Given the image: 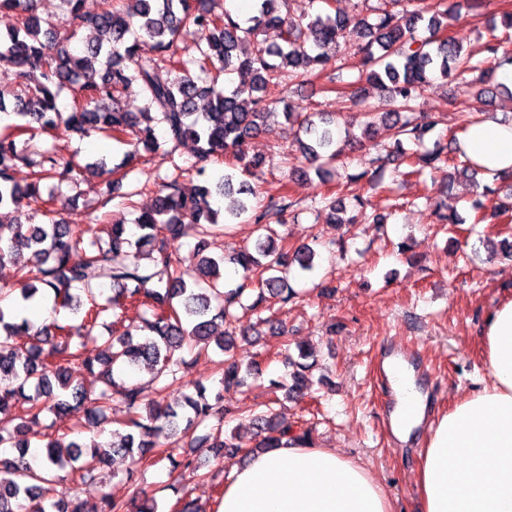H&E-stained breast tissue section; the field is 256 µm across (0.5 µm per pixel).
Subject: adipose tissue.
I'll list each match as a JSON object with an SVG mask.
<instances>
[{"label":"adipose tissue","mask_w":512,"mask_h":512,"mask_svg":"<svg viewBox=\"0 0 512 512\" xmlns=\"http://www.w3.org/2000/svg\"><path fill=\"white\" fill-rule=\"evenodd\" d=\"M460 146L487 174L512 168V122L487 116ZM489 378L459 396L427 437L416 472L421 512H512V298L480 332ZM397 397L391 428L405 440L426 416L428 397L406 367L384 361ZM218 512H393L380 481L333 448L288 444L255 454L225 485Z\"/></svg>","instance_id":"adipose-tissue-1"}]
</instances>
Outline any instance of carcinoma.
<instances>
[{"label":"carcinoma","instance_id":"cac0c4a2","mask_svg":"<svg viewBox=\"0 0 512 512\" xmlns=\"http://www.w3.org/2000/svg\"><path fill=\"white\" fill-rule=\"evenodd\" d=\"M37 0H0V10L14 14L15 24L0 33V67L15 70L18 89H0V113L13 114L20 123L16 133L0 135V211L16 207L21 200H42L41 184L54 178L60 158L47 149L34 159L19 137L31 131L50 136L59 131L86 135L100 132L127 143V151L112 172L120 174L111 188L138 170L148 156L166 159L163 146L192 140L197 145L191 164L200 183L193 192H184L178 176L158 183L154 206L143 212L136 224L139 234L131 238L126 225H88L76 230L61 217L47 224H23L11 220L0 224V265H18L25 280L18 288H0V300L12 294L29 301L39 291L54 294L57 304L81 315L76 326L56 322L35 326L29 319L15 321L0 306V448L12 453L0 456V512H83L82 505L61 493L49 501L45 485L62 484L74 473L80 480L95 481L111 457L123 454L138 465L147 458L167 460L204 480L194 460L174 452L185 446L187 432L210 428L212 447L219 461L232 459L244 451L234 438L223 437L224 419L249 415L257 421L255 449L278 448L282 440L305 442L309 432L289 434L271 407H224L211 401L206 387L195 384L196 396L187 395L181 404L168 402L170 392L186 386L181 370L187 360L180 355L184 345L208 352L217 326L231 324L239 309H248L258 323L284 338L288 331L262 316L264 303L275 299L287 304L296 298L289 284L293 266L302 271L315 267L317 252L309 245L288 250L272 224L286 222L293 203H280L263 211L250 212L247 196L254 191L241 175H249L266 163L263 156L248 157V141L268 130L267 90L289 81L312 83L322 75L328 82L347 90L349 99L360 103L369 118L363 134H374L382 126L383 139L392 143L388 156L410 160L407 174H420L458 158V166L448 180L464 178L475 183L478 167L459 148L458 141H440L428 151L405 155L402 140L415 143L441 123V115L417 114V100L431 77L443 79L472 75L478 87L476 101L485 105L500 88L496 73L512 64V12L503 14L502 32L490 25L491 38L476 53L465 47L464 34L443 37L448 28L447 0H379L376 17L356 22L361 43L357 49L359 66L353 80L343 78V65L329 73L332 58L339 52L341 31L349 17L325 12L295 19L283 8L288 0H258L257 14L241 22L231 13H218L216 0H103L98 12L84 10V0H66L76 27L61 31L36 12ZM487 0H458L454 18L478 20ZM269 27L283 32V45L267 46L263 33ZM94 37L83 42L78 31ZM153 42L154 55L139 52L142 39ZM167 67L177 77L164 82L158 70ZM241 75L239 84L219 85L221 74ZM384 94L391 112H376L364 99L361 81ZM72 91V103L60 109L63 89ZM140 95L145 106L131 112L122 105L127 95ZM286 121L298 124L304 139L300 151L315 166L316 176L325 180L319 160L329 162L341 153L335 121L324 112L301 113L288 101L283 105ZM223 161L227 165L219 178L208 166ZM382 157L368 160L355 176L359 180L382 181ZM28 169L18 178V170ZM353 210L342 197H324L322 213L335 224H354L366 217L365 202L352 196ZM250 221L257 225L259 239L254 248H241L233 255L214 257L208 253L215 241L231 235L233 225ZM194 224L200 239L187 255L175 256L185 227ZM233 264L239 279L225 287L224 263ZM112 282V295L103 297L104 281ZM136 309L142 311L141 324L120 336L91 335L99 317L112 314L122 319ZM217 349L225 358L215 361L219 382L225 387H244L258 375L257 367L241 370L228 357L236 337L229 331L219 334ZM16 337L27 343L19 345ZM94 341L96 354H88L85 342ZM283 354L292 368V384L272 380L269 385L285 391V397L312 393L314 381L308 372L313 352L298 347ZM145 363L151 379L148 386L117 381L115 374ZM79 370L99 373L102 387L89 396L74 384ZM127 408L124 433L112 432V440L78 439L67 443L51 438L32 466L31 442L25 437L28 424L50 413L64 418L75 406L87 404L92 426L107 418L114 398ZM98 512H131V505L109 495L101 497Z\"/></svg>","mask_w":512,"mask_h":512}]
</instances>
